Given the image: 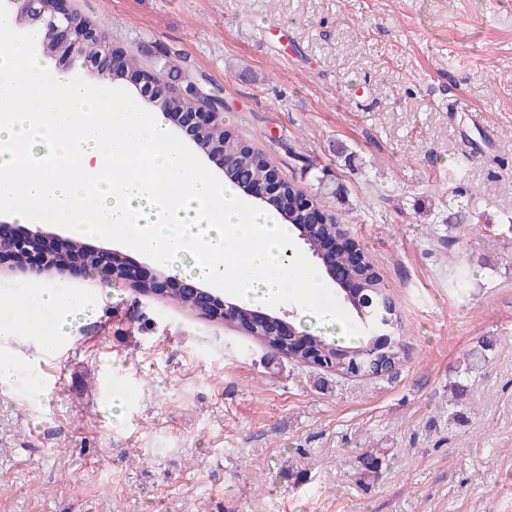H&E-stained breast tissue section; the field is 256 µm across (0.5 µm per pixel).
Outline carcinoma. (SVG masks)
Masks as SVG:
<instances>
[{
	"instance_id": "cac0c4a2",
	"label": "carcinoma",
	"mask_w": 512,
	"mask_h": 512,
	"mask_svg": "<svg viewBox=\"0 0 512 512\" xmlns=\"http://www.w3.org/2000/svg\"><path fill=\"white\" fill-rule=\"evenodd\" d=\"M112 45V36L99 31L90 24L77 29L73 43L64 50H56L49 39H44L43 47L51 55L67 56L76 53L83 57L94 58L103 47ZM117 68L110 74L102 75L108 80H120L127 71L139 70V58L132 48H114ZM188 105V101L180 96H171L156 101L158 112H178ZM202 148L209 151L224 152L228 162L224 176L230 182L241 177L245 180L258 181L268 174V165L264 157L251 146L237 139L231 132L224 129L223 123L211 127L205 134ZM302 190L294 184H283L281 193L276 198V208L288 216V227L294 236H299L294 224L301 220L296 209L297 197ZM358 281L357 298L345 302L354 314L362 313L367 320L378 314H391L395 310L389 289L368 257H363L362 265L356 270ZM252 337L257 341L283 351L284 355L298 364L315 367L332 363L336 372L343 375L375 376L390 371L401 364L406 357L407 342L402 332V325H397L395 343L382 346L374 338L371 330L363 328L360 335L345 345L322 338L315 342L301 343L296 339L288 344L280 342L279 337L270 336L265 331H254Z\"/></svg>"
}]
</instances>
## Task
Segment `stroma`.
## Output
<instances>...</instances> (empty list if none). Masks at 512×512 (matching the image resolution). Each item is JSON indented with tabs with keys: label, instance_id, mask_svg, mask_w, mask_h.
I'll return each instance as SVG.
<instances>
[{
	"label": "stroma",
	"instance_id": "obj_1",
	"mask_svg": "<svg viewBox=\"0 0 512 512\" xmlns=\"http://www.w3.org/2000/svg\"><path fill=\"white\" fill-rule=\"evenodd\" d=\"M70 6L223 99L372 259L409 347L377 376L322 372L169 294L1 263L0 294L63 285L92 315L47 353L29 330L0 344L23 364L0 387V512H512V0ZM276 310L330 340L357 323Z\"/></svg>",
	"mask_w": 512,
	"mask_h": 512
}]
</instances>
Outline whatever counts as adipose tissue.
<instances>
[{
	"instance_id": "adipose-tissue-1",
	"label": "adipose tissue",
	"mask_w": 512,
	"mask_h": 512,
	"mask_svg": "<svg viewBox=\"0 0 512 512\" xmlns=\"http://www.w3.org/2000/svg\"><path fill=\"white\" fill-rule=\"evenodd\" d=\"M10 32L0 21V213L12 223L123 242L249 305L324 293L287 225L195 165L160 116L133 110L108 83L71 80ZM83 308L63 287L1 299L0 339L39 328L51 347L69 332L64 311Z\"/></svg>"
}]
</instances>
